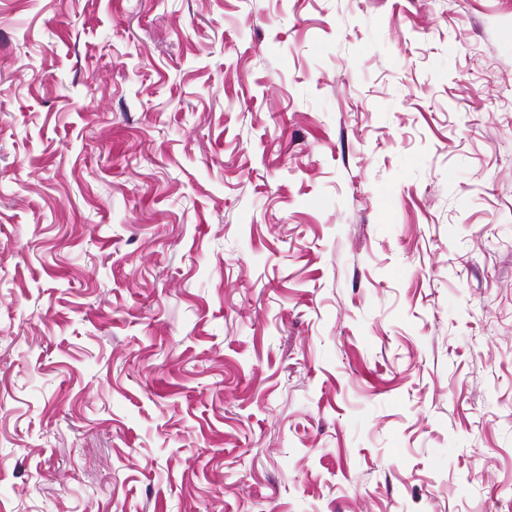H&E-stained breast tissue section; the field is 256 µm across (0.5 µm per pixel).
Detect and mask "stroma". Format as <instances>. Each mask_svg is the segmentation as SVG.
Returning a JSON list of instances; mask_svg holds the SVG:
<instances>
[{"instance_id":"35a3bbf8","label":"stroma","mask_w":512,"mask_h":512,"mask_svg":"<svg viewBox=\"0 0 512 512\" xmlns=\"http://www.w3.org/2000/svg\"><path fill=\"white\" fill-rule=\"evenodd\" d=\"M0 512H512V0H0Z\"/></svg>"}]
</instances>
